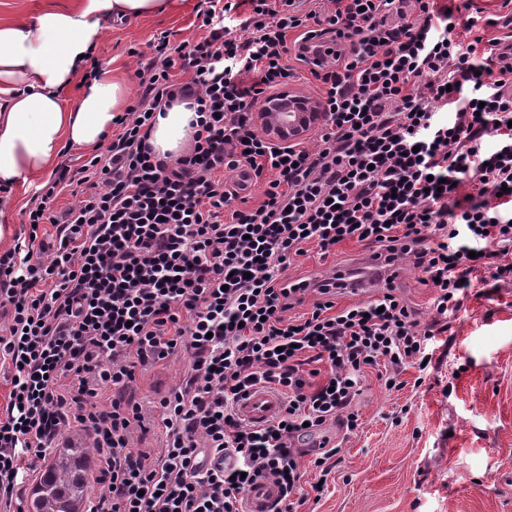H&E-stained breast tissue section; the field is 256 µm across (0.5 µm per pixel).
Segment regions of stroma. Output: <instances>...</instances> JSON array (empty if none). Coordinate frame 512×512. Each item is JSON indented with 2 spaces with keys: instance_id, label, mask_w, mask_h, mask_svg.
Wrapping results in <instances>:
<instances>
[{
  "instance_id": "stroma-1",
  "label": "stroma",
  "mask_w": 512,
  "mask_h": 512,
  "mask_svg": "<svg viewBox=\"0 0 512 512\" xmlns=\"http://www.w3.org/2000/svg\"><path fill=\"white\" fill-rule=\"evenodd\" d=\"M200 0H180L177 10L134 21H110L94 54L100 64L134 73L129 48L147 51L167 31L173 42L199 35L193 22ZM367 250L348 242L321 257L316 247L296 257L287 271L298 279L341 268L364 276ZM394 279L373 287L341 290L337 306L365 302L394 288L421 325L436 320L433 291L418 281L409 262ZM187 369L175 356L136 382L137 397L175 386ZM403 388L387 391L369 372L354 404L360 425L344 433L326 423L320 434L341 441L340 461L320 499L299 512H512V285L469 293L441 336L426 370L407 368Z\"/></svg>"
}]
</instances>
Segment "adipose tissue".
<instances>
[{"mask_svg": "<svg viewBox=\"0 0 512 512\" xmlns=\"http://www.w3.org/2000/svg\"><path fill=\"white\" fill-rule=\"evenodd\" d=\"M175 0H78L0 25V189L49 179L65 146L95 148L127 107V76L103 68L86 77L87 59L114 18L162 14ZM79 91L70 102L62 92ZM194 113L177 104L157 113L149 143L156 156L177 158L189 147Z\"/></svg>", "mask_w": 512, "mask_h": 512, "instance_id": "ef3b65f1", "label": "adipose tissue"}]
</instances>
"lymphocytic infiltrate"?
I'll use <instances>...</instances> for the list:
<instances>
[{
  "label": "lymphocytic infiltrate",
  "instance_id": "lymphocytic-infiltrate-1",
  "mask_svg": "<svg viewBox=\"0 0 512 512\" xmlns=\"http://www.w3.org/2000/svg\"><path fill=\"white\" fill-rule=\"evenodd\" d=\"M461 7L468 42L439 0H201L200 38L150 41L110 139L35 190L29 236L0 252V512H19L23 477L73 425L98 456L90 512H246L262 475L279 488L273 512L321 493L305 492L301 460L325 471L341 448L299 439L336 419L357 429L368 369L401 389L441 331L390 290L333 306L335 278L290 280L292 259L347 241L409 259L444 317L474 284L512 283V35L484 39L495 19ZM298 64L322 88L311 150L272 142L254 117ZM183 101L194 132L166 163L153 115ZM226 170L265 179L257 208ZM74 185L84 196L55 211ZM178 353L180 382L137 399V373ZM256 388L281 398L259 426L237 412ZM151 432L160 448L135 447ZM209 454L234 464L207 468Z\"/></svg>",
  "mask_w": 512,
  "mask_h": 512
}]
</instances>
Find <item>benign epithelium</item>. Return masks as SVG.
Masks as SVG:
<instances>
[{
	"mask_svg": "<svg viewBox=\"0 0 512 512\" xmlns=\"http://www.w3.org/2000/svg\"><path fill=\"white\" fill-rule=\"evenodd\" d=\"M258 118L266 126L272 140L286 144L321 120L322 112L320 105L285 90L278 98L260 108Z\"/></svg>",
	"mask_w": 512,
	"mask_h": 512,
	"instance_id": "obj_1",
	"label": "benign epithelium"
}]
</instances>
